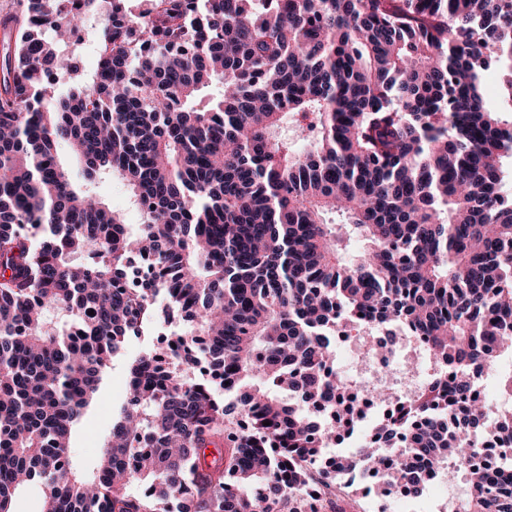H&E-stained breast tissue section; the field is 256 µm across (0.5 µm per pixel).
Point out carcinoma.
<instances>
[{
  "label": "carcinoma",
  "mask_w": 512,
  "mask_h": 512,
  "mask_svg": "<svg viewBox=\"0 0 512 512\" xmlns=\"http://www.w3.org/2000/svg\"><path fill=\"white\" fill-rule=\"evenodd\" d=\"M19 2L0 19V512L33 484L40 512H179L186 492L193 512H303L301 462L325 453L306 405L356 422L324 372L346 321L407 324L457 372L445 406L383 427L387 448L422 421L388 483L415 498L472 436L512 443L473 395L512 351V0H110L87 78L62 45L100 0ZM114 177L134 229L96 191ZM158 319L171 355L129 362L76 471L74 430ZM201 355L236 404L192 375ZM360 455L318 481L382 464ZM467 484L459 512H512L500 476Z\"/></svg>",
  "instance_id": "carcinoma-1"
}]
</instances>
